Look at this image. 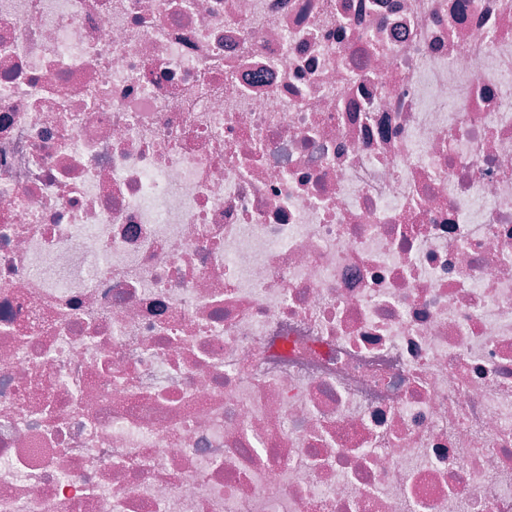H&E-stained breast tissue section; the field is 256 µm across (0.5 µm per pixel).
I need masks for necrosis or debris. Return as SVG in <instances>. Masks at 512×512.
I'll return each mask as SVG.
<instances>
[{
  "instance_id": "4bbe7bcc",
  "label": "necrosis or debris",
  "mask_w": 512,
  "mask_h": 512,
  "mask_svg": "<svg viewBox=\"0 0 512 512\" xmlns=\"http://www.w3.org/2000/svg\"><path fill=\"white\" fill-rule=\"evenodd\" d=\"M0 512H512V0H0Z\"/></svg>"
}]
</instances>
